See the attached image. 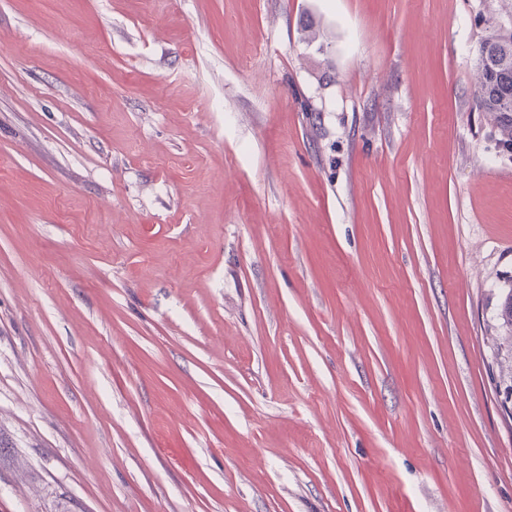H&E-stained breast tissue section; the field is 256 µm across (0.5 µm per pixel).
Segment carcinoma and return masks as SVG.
Segmentation results:
<instances>
[{"label":"carcinoma","instance_id":"cac0c4a2","mask_svg":"<svg viewBox=\"0 0 512 512\" xmlns=\"http://www.w3.org/2000/svg\"><path fill=\"white\" fill-rule=\"evenodd\" d=\"M477 108L488 116L499 144L512 148V31L485 39L477 64Z\"/></svg>","mask_w":512,"mask_h":512}]
</instances>
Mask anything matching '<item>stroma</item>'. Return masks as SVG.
<instances>
[{
	"mask_svg": "<svg viewBox=\"0 0 512 512\" xmlns=\"http://www.w3.org/2000/svg\"><path fill=\"white\" fill-rule=\"evenodd\" d=\"M499 28L0 0V512H512ZM477 108L488 116L501 146L512 148V31L485 39L477 64ZM499 319L502 320V326L510 329V336H495L492 337V343L493 348L496 354V359L500 358V366H501V372H503L504 365L503 361L501 360L503 353V348L506 349L508 352L507 358L509 359L508 355H510V359H512V335H511V329H512V288H509L507 293L505 294L504 300L501 304L500 312H499ZM510 352V354H509Z\"/></svg>",
	"mask_w": 512,
	"mask_h": 512,
	"instance_id": "obj_1",
	"label": "stroma"
}]
</instances>
